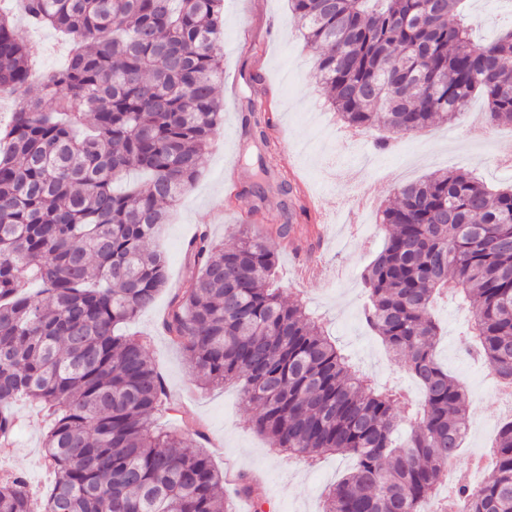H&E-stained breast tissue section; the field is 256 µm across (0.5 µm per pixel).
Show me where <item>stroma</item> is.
<instances>
[{
	"instance_id": "stroma-1",
	"label": "stroma",
	"mask_w": 512,
	"mask_h": 512,
	"mask_svg": "<svg viewBox=\"0 0 512 512\" xmlns=\"http://www.w3.org/2000/svg\"><path fill=\"white\" fill-rule=\"evenodd\" d=\"M466 12L474 42L482 43L495 37L496 23L508 8L505 0H467ZM223 15L224 75L216 83L224 104L223 128L202 159L198 182L169 208L166 223L151 243L166 257L167 286L124 330L147 338L149 354L167 378L176 409L157 420L160 430L181 436L186 423H195L207 437L205 448L215 467L260 480L273 512H323L326 492L352 468V459L326 454L310 463L270 448L251 424L255 410L244 400L239 384L188 388L189 360L161 329L168 302L187 273L188 240L202 230L227 246L238 240L240 212L250 203L230 196L227 187L245 185L252 178L243 160V116L250 92L263 94L272 116L279 150L270 160L271 171L294 178L311 199L305 222L318 231L315 251L278 245L283 296L305 302L351 364L381 387L410 389L414 382L394 366L361 317L366 300L363 274L385 235L378 214L399 184L437 171L463 168L489 186L512 185V165L500 157L502 149L512 150V125L487 123L485 105L477 97L457 122L397 137L384 151L377 149L374 132L355 144L333 142L336 114L328 107L313 55L291 17L288 0H224ZM26 36L40 47L35 75L65 65L70 43L59 32L30 27ZM315 259L324 266L322 278L303 277L301 263ZM433 316L443 335L438 361L468 383L472 436L457 459L464 468L483 432L498 426L506 409L490 385L487 368L469 364L457 350L468 329L467 312L457 300L441 298ZM13 411L22 427L5 464L24 471L30 488L44 494L53 482L42 448L49 422L24 401Z\"/></svg>"
}]
</instances>
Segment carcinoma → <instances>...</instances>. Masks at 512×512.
I'll list each match as a JSON object with an SVG mask.
<instances>
[{
	"label": "carcinoma",
	"mask_w": 512,
	"mask_h": 512,
	"mask_svg": "<svg viewBox=\"0 0 512 512\" xmlns=\"http://www.w3.org/2000/svg\"><path fill=\"white\" fill-rule=\"evenodd\" d=\"M462 2L289 0L343 124L393 135L452 122L476 95L491 123L512 124V29L473 44ZM221 3L25 0L30 25L75 42L36 95L34 44L0 11V88L17 102L0 129V452L18 428L7 407L29 399L52 418L43 450L55 474L43 496L17 469L0 476V512H224V475L207 452L153 429L172 400L147 340L115 333L166 287L165 258L146 244L220 133ZM244 127L264 151L249 157L254 181L240 197L260 192L276 148L259 100ZM132 169L149 180L116 191ZM278 189L293 199L276 236L312 242L293 223L306 212L296 187L284 176ZM379 224L390 233L363 276V315L421 386L418 416L272 287L278 256L266 232L245 229L230 248L205 232L191 240V276L161 322L196 384L242 385L272 447L355 458L323 512H425L458 457L466 395L436 359V296L458 299L479 359L512 388V187L437 172L400 185ZM31 279L36 299L24 292ZM493 458L492 479L455 487L465 512H512V419ZM234 494L264 512L256 479L240 477Z\"/></svg>",
	"instance_id": "obj_1"
}]
</instances>
